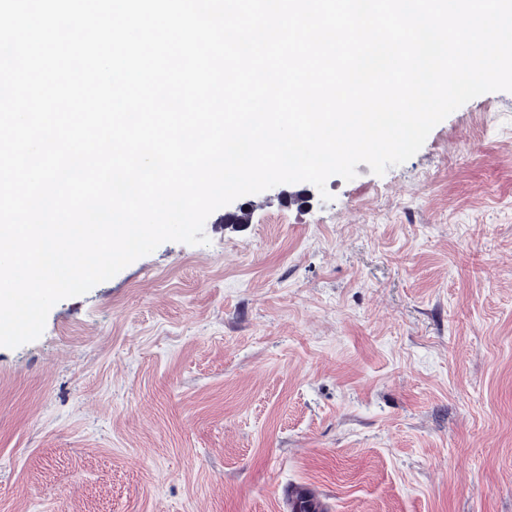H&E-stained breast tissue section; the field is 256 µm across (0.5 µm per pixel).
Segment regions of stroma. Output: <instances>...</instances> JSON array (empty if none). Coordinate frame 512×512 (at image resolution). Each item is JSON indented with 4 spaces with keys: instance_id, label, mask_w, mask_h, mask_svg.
<instances>
[{
    "instance_id": "stroma-1",
    "label": "stroma",
    "mask_w": 512,
    "mask_h": 512,
    "mask_svg": "<svg viewBox=\"0 0 512 512\" xmlns=\"http://www.w3.org/2000/svg\"><path fill=\"white\" fill-rule=\"evenodd\" d=\"M327 189L241 197L0 347V512H282L294 483L512 512V92Z\"/></svg>"
}]
</instances>
